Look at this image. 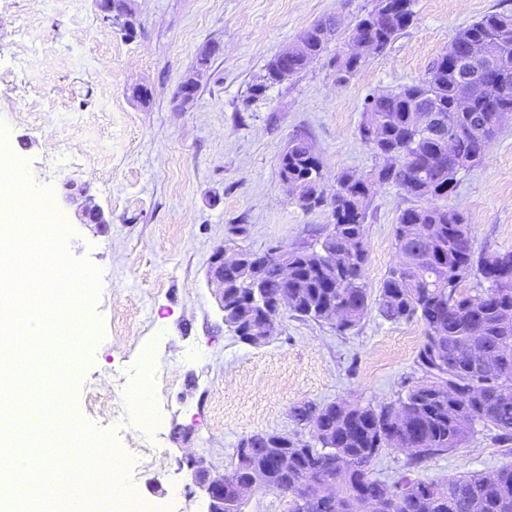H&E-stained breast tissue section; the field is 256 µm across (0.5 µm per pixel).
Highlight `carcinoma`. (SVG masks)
<instances>
[{
  "label": "carcinoma",
  "instance_id": "cac0c4a2",
  "mask_svg": "<svg viewBox=\"0 0 512 512\" xmlns=\"http://www.w3.org/2000/svg\"><path fill=\"white\" fill-rule=\"evenodd\" d=\"M379 0L375 11L360 18L353 32L369 43L357 54L336 61L343 76L353 75L371 55L379 54L412 20L411 0L384 24L373 21L385 10ZM336 31L328 17L305 30L291 46L288 73L320 58ZM489 45L498 80L497 102L512 106V14L493 12L460 30L450 43L463 54L469 42ZM450 52L434 60L426 77L385 95L375 103L365 99L361 138L371 148L391 151L404 168L385 166L369 179L343 172L336 176L331 195L332 218L323 240L288 254V311L333 325L345 333L353 329L376 304L379 315L390 322L417 320L426 334L416 365L421 378L401 381L402 393L392 403L371 400L338 401L321 408L320 429L310 446L274 448L275 442L256 441L249 467L265 475L267 490L293 493L315 474L313 495L331 487L336 512H361L364 503L380 512H512V463L490 475L450 478L438 483L420 477L419 471L436 456L452 452L470 438L481 435L500 444L512 440V253L477 254L472 225L440 200L448 199L457 176L476 166L495 137L504 113L477 92L467 99L457 92L458 74L448 64ZM425 111L434 120L416 122ZM455 136L456 153L447 159L443 147ZM280 175L301 188L300 202L309 207L324 202L322 166L312 146L295 137L281 156ZM377 183H393L415 199L430 197L427 205L405 209L394 227L400 260L381 282L375 301L362 282L368 251L365 224L367 203ZM336 254V265L328 255ZM483 280L475 294L459 290L472 271ZM264 287H282L280 264L266 257L261 262ZM225 297L236 305L232 323L259 316L251 302L252 282L241 272L226 271ZM335 306L341 316L328 311ZM313 405L291 407L296 426L305 428ZM399 425L411 445L406 462L390 480L376 475L382 452L391 447L388 429ZM288 451V470L273 464L276 451ZM340 463L331 467L327 456Z\"/></svg>",
  "mask_w": 512,
  "mask_h": 512
}]
</instances>
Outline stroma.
I'll return each mask as SVG.
<instances>
[{"mask_svg": "<svg viewBox=\"0 0 512 512\" xmlns=\"http://www.w3.org/2000/svg\"><path fill=\"white\" fill-rule=\"evenodd\" d=\"M125 2L129 30L105 23L96 0H0V142L34 190H50L71 227L69 253L100 270L81 311L99 333L73 366L74 413L113 445L128 486L154 512H208L188 457L219 475L243 436L295 431L292 406L395 400L401 380L419 374L425 336L422 323H392L372 308L344 333L286 312L267 343H244L208 283L213 253L322 238L329 203L302 206L281 178L289 141L311 143L325 193L340 173L370 177L383 160L360 138L365 98L421 80L459 30L491 11L511 13L512 0H412L411 23L346 79L336 57L377 0ZM329 16L339 28L321 59L247 103L266 64ZM191 73L198 88L186 101L180 86ZM137 86L146 98L132 97ZM70 182L89 191L106 223L83 222ZM413 203L397 186H374L369 291L396 263L394 226ZM448 205L471 224L476 252H512V119L459 175ZM120 383L131 402L149 391L160 409L154 429L142 431L133 408L119 421L102 413ZM509 463L512 441L478 436L423 475L441 481Z\"/></svg>", "mask_w": 512, "mask_h": 512, "instance_id": "stroma-1", "label": "stroma"}]
</instances>
